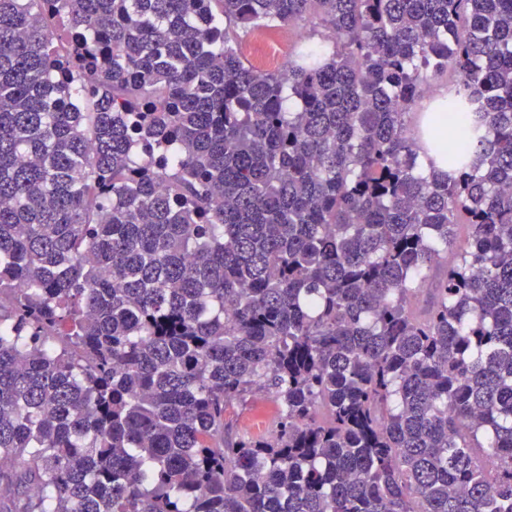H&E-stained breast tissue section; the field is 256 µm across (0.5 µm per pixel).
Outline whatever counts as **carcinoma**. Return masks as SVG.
I'll use <instances>...</instances> for the list:
<instances>
[{
	"label": "carcinoma",
	"instance_id": "1",
	"mask_svg": "<svg viewBox=\"0 0 512 512\" xmlns=\"http://www.w3.org/2000/svg\"><path fill=\"white\" fill-rule=\"evenodd\" d=\"M1 456L0 512H512V0H0ZM277 32L284 38L278 61L275 66L276 70H284L288 67V61L294 58L296 52L305 46H314L323 43L327 32L323 28L312 29L311 27L283 26ZM278 34L267 33L263 39L262 45L249 46L247 50L259 62L265 65H273L277 57L275 56V44L281 43V36ZM250 63L260 68L254 59L244 53ZM270 68H260L262 70ZM258 402L247 406H233L228 410V415L237 424L238 428L248 434L252 435H263L270 430V426L256 414V410L259 407H263L265 402Z\"/></svg>",
	"mask_w": 512,
	"mask_h": 512
}]
</instances>
